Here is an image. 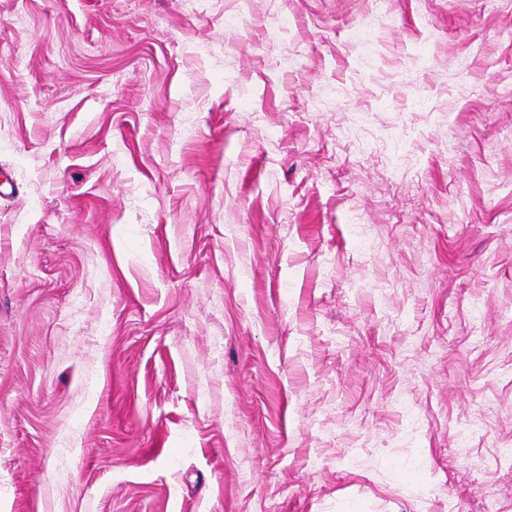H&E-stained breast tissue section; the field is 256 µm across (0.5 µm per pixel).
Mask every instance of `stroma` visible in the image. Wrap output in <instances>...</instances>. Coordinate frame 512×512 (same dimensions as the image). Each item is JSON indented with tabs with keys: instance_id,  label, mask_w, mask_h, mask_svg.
I'll return each mask as SVG.
<instances>
[{
	"instance_id": "obj_1",
	"label": "stroma",
	"mask_w": 512,
	"mask_h": 512,
	"mask_svg": "<svg viewBox=\"0 0 512 512\" xmlns=\"http://www.w3.org/2000/svg\"><path fill=\"white\" fill-rule=\"evenodd\" d=\"M503 448L512 0H0V512H512Z\"/></svg>"
}]
</instances>
